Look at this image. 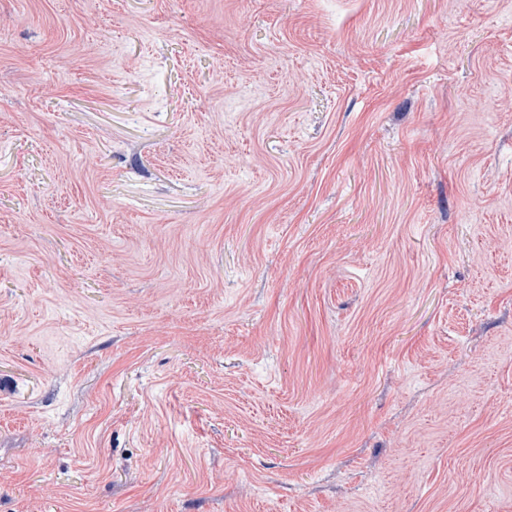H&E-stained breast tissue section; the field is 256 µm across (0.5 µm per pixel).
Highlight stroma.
I'll use <instances>...</instances> for the list:
<instances>
[{
	"label": "stroma",
	"instance_id": "1",
	"mask_svg": "<svg viewBox=\"0 0 512 512\" xmlns=\"http://www.w3.org/2000/svg\"><path fill=\"white\" fill-rule=\"evenodd\" d=\"M0 512H512V0H0Z\"/></svg>",
	"mask_w": 512,
	"mask_h": 512
}]
</instances>
